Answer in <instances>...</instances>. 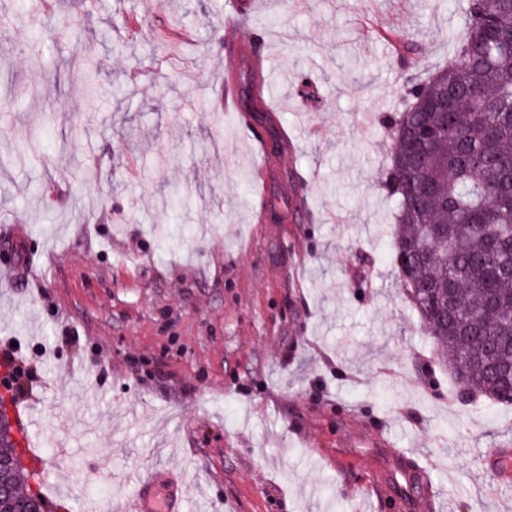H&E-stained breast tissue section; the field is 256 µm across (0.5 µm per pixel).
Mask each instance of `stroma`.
Returning <instances> with one entry per match:
<instances>
[{
    "label": "stroma",
    "instance_id": "1",
    "mask_svg": "<svg viewBox=\"0 0 512 512\" xmlns=\"http://www.w3.org/2000/svg\"><path fill=\"white\" fill-rule=\"evenodd\" d=\"M225 2L0 0V343L37 369L17 403L43 493L134 512L187 477L182 512H512L485 472L512 406L450 401L380 187L404 78L382 34L434 71L462 0H241L291 140L266 173L217 106ZM131 14L149 35L123 38ZM78 38L88 86L65 67ZM301 188L307 222L276 221L267 198ZM413 464L432 501L407 495ZM388 39H391L397 44L398 47V61L404 68H410V64L413 62L409 61L412 56L418 54V45L410 35H404L400 33H390L385 35Z\"/></svg>",
    "mask_w": 512,
    "mask_h": 512
}]
</instances>
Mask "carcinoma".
<instances>
[{
    "label": "carcinoma",
    "instance_id": "cac0c4a2",
    "mask_svg": "<svg viewBox=\"0 0 512 512\" xmlns=\"http://www.w3.org/2000/svg\"><path fill=\"white\" fill-rule=\"evenodd\" d=\"M463 38L452 41L448 65L421 79L406 74L405 105L385 119L393 144L382 187L396 202L394 260L410 275L400 282L434 341L436 361L455 386L489 401L512 386V33L509 0H464ZM398 61L410 68L413 37L390 33ZM263 73L228 64L224 83L237 89L242 111H265ZM453 92L448 111L429 102ZM16 504L38 509L43 492L23 489L29 474L0 475Z\"/></svg>",
    "mask_w": 512,
    "mask_h": 512
}]
</instances>
